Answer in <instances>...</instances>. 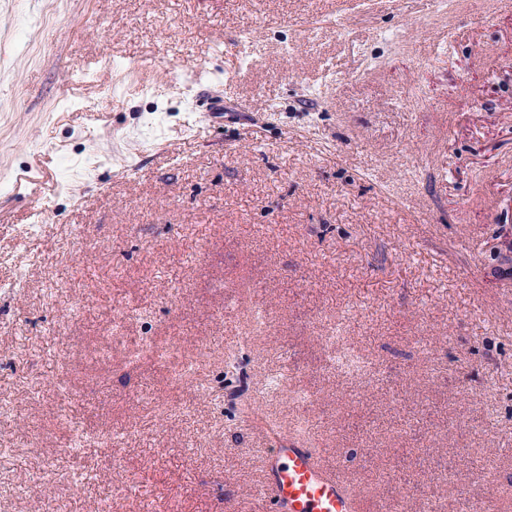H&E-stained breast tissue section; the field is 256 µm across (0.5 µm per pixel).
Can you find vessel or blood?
Here are the masks:
<instances>
[{
  "label": "vessel or blood",
  "instance_id": "obj_1",
  "mask_svg": "<svg viewBox=\"0 0 512 512\" xmlns=\"http://www.w3.org/2000/svg\"><path fill=\"white\" fill-rule=\"evenodd\" d=\"M261 496L275 512H355L349 488L319 461L315 451L288 438L266 449Z\"/></svg>",
  "mask_w": 512,
  "mask_h": 512
}]
</instances>
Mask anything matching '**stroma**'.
I'll use <instances>...</instances> for the list:
<instances>
[{
    "label": "stroma",
    "instance_id": "obj_1",
    "mask_svg": "<svg viewBox=\"0 0 512 512\" xmlns=\"http://www.w3.org/2000/svg\"><path fill=\"white\" fill-rule=\"evenodd\" d=\"M509 226L505 0H0V512H272L280 435L512 512Z\"/></svg>",
    "mask_w": 512,
    "mask_h": 512
}]
</instances>
